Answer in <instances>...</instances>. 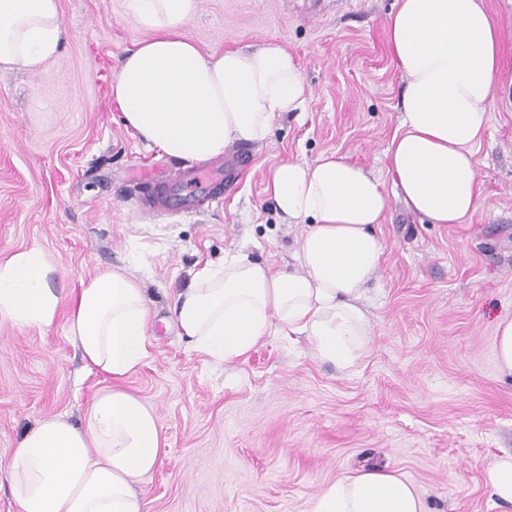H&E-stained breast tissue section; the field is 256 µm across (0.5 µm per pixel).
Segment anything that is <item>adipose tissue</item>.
<instances>
[{"label": "adipose tissue", "instance_id": "obj_1", "mask_svg": "<svg viewBox=\"0 0 512 512\" xmlns=\"http://www.w3.org/2000/svg\"><path fill=\"white\" fill-rule=\"evenodd\" d=\"M149 39L128 50L110 101L146 147L192 161L232 143L265 141L277 118L306 108L310 88L278 45L203 53L184 29L199 0H128ZM64 28L58 0H0V66L41 76ZM388 47L404 87L398 127L383 150L391 187L347 158L288 159L269 191L281 218L303 225L300 267L273 270L238 254L200 271L175 298L170 323L219 362L272 334L303 336L316 359L346 370L371 353L360 301L378 278L384 246L372 227L389 196L431 224H460L480 203L474 148L489 125L501 33L483 0H397ZM56 266L38 248L0 260V321L68 335L88 371L111 378L82 423L37 422L9 465L19 512H142L133 484L156 465L165 437L154 409L121 386L148 355L150 312L125 269L97 271L70 299L52 288ZM312 512H427L398 472L365 469L330 485Z\"/></svg>", "mask_w": 512, "mask_h": 512}]
</instances>
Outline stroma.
Masks as SVG:
<instances>
[{
	"mask_svg": "<svg viewBox=\"0 0 512 512\" xmlns=\"http://www.w3.org/2000/svg\"><path fill=\"white\" fill-rule=\"evenodd\" d=\"M59 2L67 35L45 74L0 68V259L41 248L65 294L112 267L142 282L150 356L123 386L166 437L135 485L142 512H311L338 478L369 467L403 474L429 512H512L483 482L512 452V376L494 350L512 319V0H484L502 30V72L475 153L480 205L463 223L426 224L389 198L374 227L379 281L361 301L372 352L349 370L278 335L219 362L167 322L204 265L243 253L297 267L300 228L266 190L282 161L336 152L387 178L403 90L386 32L395 0H200L185 34L203 53L282 46L311 96L247 145L223 203L190 215L138 209L141 170L180 161L110 109L119 62L149 31L127 0ZM109 385L85 369L66 315L48 329L0 321V512H18L8 464L22 436L41 420L82 422Z\"/></svg>",
	"mask_w": 512,
	"mask_h": 512,
	"instance_id": "obj_1",
	"label": "stroma"
}]
</instances>
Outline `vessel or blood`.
I'll use <instances>...</instances> for the list:
<instances>
[{"label":"vessel or blood","instance_id":"vessel-or-blood-1","mask_svg":"<svg viewBox=\"0 0 512 512\" xmlns=\"http://www.w3.org/2000/svg\"><path fill=\"white\" fill-rule=\"evenodd\" d=\"M224 177V162L216 160L206 167H191L173 172H154L145 182L143 204L163 207L177 213L199 212L208 199V187Z\"/></svg>","mask_w":512,"mask_h":512}]
</instances>
